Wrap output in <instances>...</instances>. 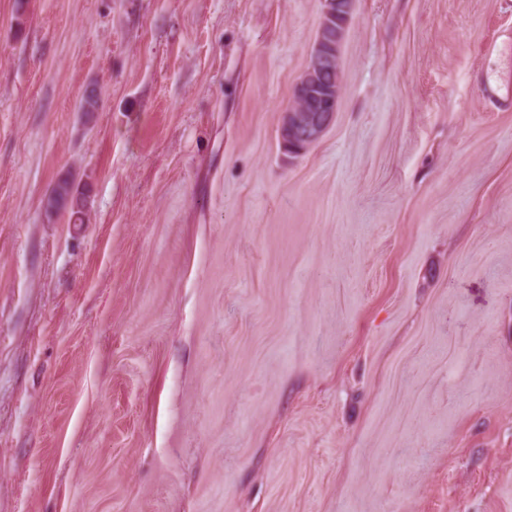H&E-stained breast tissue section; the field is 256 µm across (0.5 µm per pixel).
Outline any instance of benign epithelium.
<instances>
[{
    "mask_svg": "<svg viewBox=\"0 0 512 512\" xmlns=\"http://www.w3.org/2000/svg\"><path fill=\"white\" fill-rule=\"evenodd\" d=\"M353 0H324L309 63L282 113L279 136L288 153L299 155L316 144L332 124L343 83L339 55Z\"/></svg>",
    "mask_w": 512,
    "mask_h": 512,
    "instance_id": "benign-epithelium-1",
    "label": "benign epithelium"
}]
</instances>
